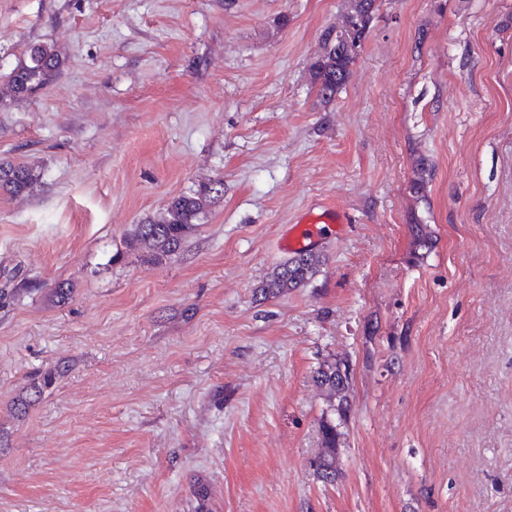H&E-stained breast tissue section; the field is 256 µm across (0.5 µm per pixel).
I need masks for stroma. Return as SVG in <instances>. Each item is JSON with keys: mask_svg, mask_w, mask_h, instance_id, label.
Returning a JSON list of instances; mask_svg holds the SVG:
<instances>
[{"mask_svg": "<svg viewBox=\"0 0 512 512\" xmlns=\"http://www.w3.org/2000/svg\"><path fill=\"white\" fill-rule=\"evenodd\" d=\"M347 8L0 0V162L38 177L0 194V512H512V0H382L324 107ZM41 43L63 69L12 98ZM202 183L177 254L128 246ZM316 203L348 217L320 271L260 295ZM323 51L309 66L311 85L321 105L327 106L345 87L356 59H351L343 48L340 37L334 36L330 28L323 31ZM315 378L326 393L328 408L320 426L322 451L313 461V466L323 480L333 483L339 475L336 449L343 435L340 427L346 423L350 411L351 372L348 359L336 356L324 361L316 369Z\"/></svg>", "mask_w": 512, "mask_h": 512, "instance_id": "obj_1", "label": "stroma"}]
</instances>
